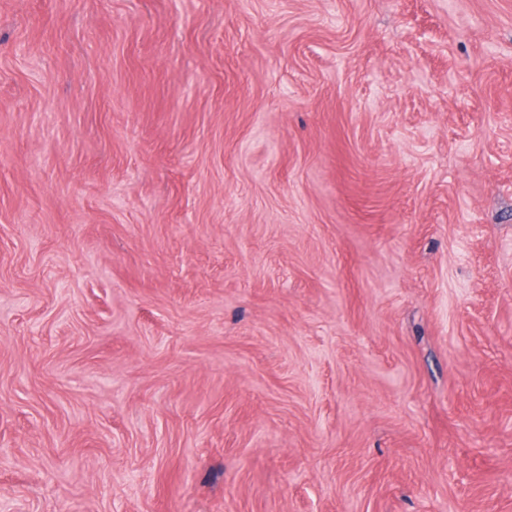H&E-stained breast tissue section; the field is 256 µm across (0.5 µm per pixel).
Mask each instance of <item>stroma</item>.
I'll list each match as a JSON object with an SVG mask.
<instances>
[{
  "label": "stroma",
  "mask_w": 512,
  "mask_h": 512,
  "mask_svg": "<svg viewBox=\"0 0 512 512\" xmlns=\"http://www.w3.org/2000/svg\"><path fill=\"white\" fill-rule=\"evenodd\" d=\"M0 512H512V0H0Z\"/></svg>",
  "instance_id": "1"
}]
</instances>
